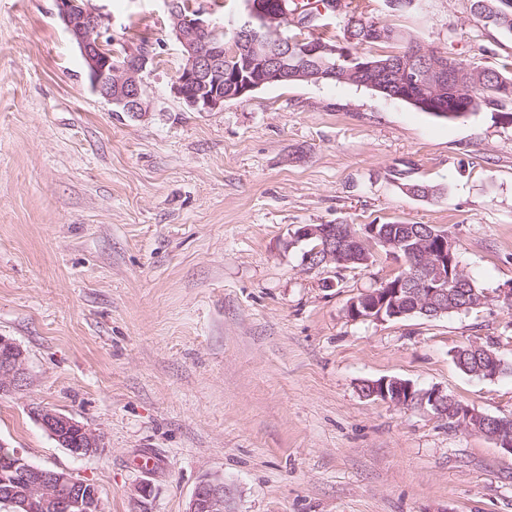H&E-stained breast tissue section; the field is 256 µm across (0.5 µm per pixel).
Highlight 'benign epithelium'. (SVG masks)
Here are the masks:
<instances>
[{"mask_svg":"<svg viewBox=\"0 0 512 512\" xmlns=\"http://www.w3.org/2000/svg\"><path fill=\"white\" fill-rule=\"evenodd\" d=\"M57 15L84 59L94 92L112 104L116 112L142 114L151 110L146 98L144 74L155 57L148 46L127 45L122 51L108 49L102 41L112 18L93 0H55ZM172 33L180 43L183 64L172 85L173 94L192 112H212L224 102L249 97L255 91L287 79L312 81L325 75L346 80L353 76L387 97L414 103L443 117L465 112L463 99L472 98L464 78L483 68L458 61L448 55L423 50L413 42L399 59L375 62L360 51L357 41L381 42L388 33L378 23L363 24L360 37L328 43L301 37L278 36L276 44L256 35L252 21L264 28L279 30L289 21L297 27L313 22L290 10L289 0H245L247 20L240 23L231 38V48L206 41L219 25L204 17L199 9L182 8L179 0H164ZM314 57L331 60L326 73L314 72L306 61ZM299 241L317 239L320 244L303 255L302 264L319 267L348 264L345 252L359 249L364 255L383 253L397 260L403 242L386 235L377 224L304 225L294 233ZM415 250L420 261L409 274L386 282L351 300L347 312L354 319L387 321L410 313L408 306L430 317L448 313V282L462 280L457 262L456 241L442 228L424 225ZM25 352L11 339L0 336V395L11 393L26 383ZM365 397L404 408L430 407L448 425L479 433L512 454V427L507 419L494 417L469 407L443 390L420 389L411 382L383 377L369 382ZM36 417L61 447L74 456H86L101 447V436L63 413L41 409ZM12 468L0 471V487L11 496L13 512H105L97 486L67 470L48 472L30 463L23 455L10 453ZM186 512H228L224 481L207 478L195 488Z\"/></svg>","mask_w":512,"mask_h":512,"instance_id":"1","label":"benign epithelium"}]
</instances>
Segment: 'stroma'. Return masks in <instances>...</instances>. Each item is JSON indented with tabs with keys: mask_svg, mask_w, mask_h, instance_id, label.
I'll return each instance as SVG.
<instances>
[{
	"mask_svg": "<svg viewBox=\"0 0 512 512\" xmlns=\"http://www.w3.org/2000/svg\"><path fill=\"white\" fill-rule=\"evenodd\" d=\"M94 4L116 45L152 46L143 116L93 92L55 0H0V335L27 368L0 395V444L93 482L106 512H186L207 477L230 512H512V454L361 393L396 377L512 417V372L454 360L475 341L512 364V104L448 120L323 82L192 112L171 91L182 51L163 0ZM360 15L466 63L512 62V32L471 0H345L311 33L342 39ZM306 224L439 226L486 301L352 319L398 265H303ZM42 408L100 448L73 456ZM454 358L458 368L466 374L478 377L486 376L487 378H495L500 374L498 362L494 356H491V363L481 369V372L485 373V375L481 374V376L475 374V372L478 371L477 364L474 360L475 357L467 353L465 346L460 347V350L456 351ZM36 417L48 435L74 456L90 455L101 446L102 439L98 433L68 415L41 409Z\"/></svg>",
	"mask_w": 512,
	"mask_h": 512,
	"instance_id": "obj_1",
	"label": "stroma"
}]
</instances>
